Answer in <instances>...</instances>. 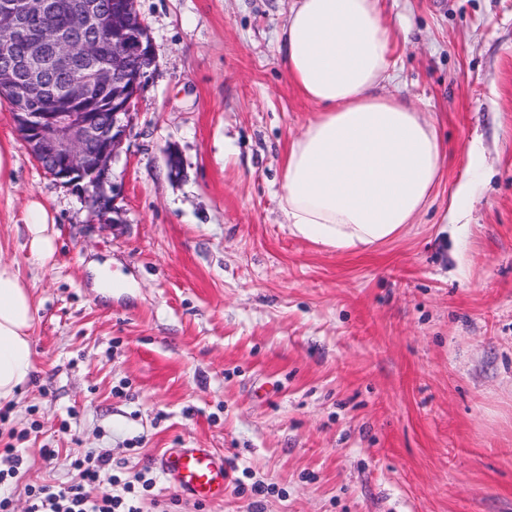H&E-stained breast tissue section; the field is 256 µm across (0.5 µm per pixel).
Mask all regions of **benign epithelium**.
<instances>
[{
  "label": "benign epithelium",
  "mask_w": 512,
  "mask_h": 512,
  "mask_svg": "<svg viewBox=\"0 0 512 512\" xmlns=\"http://www.w3.org/2000/svg\"><path fill=\"white\" fill-rule=\"evenodd\" d=\"M56 0H6L0 89L15 93V127L47 174L80 186L105 221H120L111 161L129 135L131 108L154 65L136 0H72L58 22ZM112 90L104 101L93 89ZM113 217H108V214Z\"/></svg>",
  "instance_id": "obj_1"
}]
</instances>
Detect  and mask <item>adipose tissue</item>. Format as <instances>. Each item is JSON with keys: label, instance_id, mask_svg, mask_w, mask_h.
I'll return each mask as SVG.
<instances>
[{"label": "adipose tissue", "instance_id": "adipose-tissue-1", "mask_svg": "<svg viewBox=\"0 0 512 512\" xmlns=\"http://www.w3.org/2000/svg\"><path fill=\"white\" fill-rule=\"evenodd\" d=\"M392 33L378 0H294L281 50L290 78L320 112L291 141L280 205L290 232L345 250L393 239L427 206L444 163L435 125L378 88ZM54 217L25 205L30 253H53ZM37 309L13 263L0 261V407L16 402L35 373Z\"/></svg>", "mask_w": 512, "mask_h": 512}]
</instances>
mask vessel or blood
I'll return each mask as SVG.
<instances>
[{
    "label": "vessel or blood",
    "mask_w": 512,
    "mask_h": 512,
    "mask_svg": "<svg viewBox=\"0 0 512 512\" xmlns=\"http://www.w3.org/2000/svg\"><path fill=\"white\" fill-rule=\"evenodd\" d=\"M158 464L169 482L195 501L223 498L227 471L224 459L208 448H172Z\"/></svg>",
    "instance_id": "1"
}]
</instances>
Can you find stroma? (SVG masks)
I'll list each match as a JSON object with an SVG mask.
<instances>
[{"label":"stroma","instance_id":"obj_1","mask_svg":"<svg viewBox=\"0 0 512 512\" xmlns=\"http://www.w3.org/2000/svg\"><path fill=\"white\" fill-rule=\"evenodd\" d=\"M290 6L136 0L155 63L111 165L115 226L35 162L0 97L16 161L0 260L38 308L36 376L0 409V449L23 457L0 484L15 512L80 454L152 480L143 512H512V0H379V91L433 121L446 158L414 224L369 251L295 237L280 209L288 146L318 113L283 63ZM474 148L484 172L444 223ZM32 195L56 218L41 264ZM94 261L121 287L94 288ZM171 448L223 455L222 501L166 481Z\"/></svg>","mask_w":512,"mask_h":512}]
</instances>
